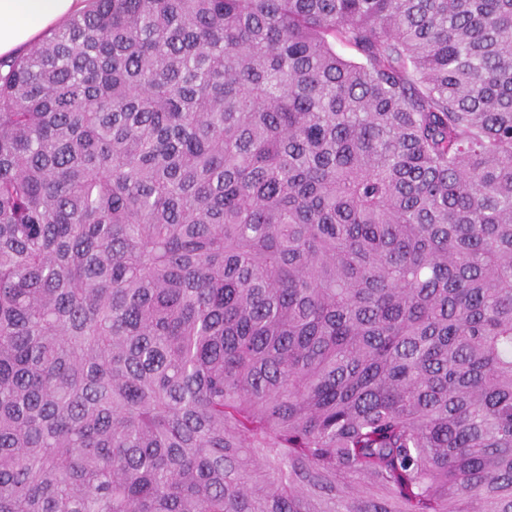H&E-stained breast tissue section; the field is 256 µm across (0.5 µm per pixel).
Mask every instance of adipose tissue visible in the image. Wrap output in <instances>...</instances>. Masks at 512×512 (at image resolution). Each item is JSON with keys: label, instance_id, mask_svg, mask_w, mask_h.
<instances>
[{"label": "adipose tissue", "instance_id": "ef3b65f1", "mask_svg": "<svg viewBox=\"0 0 512 512\" xmlns=\"http://www.w3.org/2000/svg\"><path fill=\"white\" fill-rule=\"evenodd\" d=\"M85 7V0H0V56L13 55Z\"/></svg>", "mask_w": 512, "mask_h": 512}]
</instances>
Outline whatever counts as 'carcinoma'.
Wrapping results in <instances>:
<instances>
[{
    "label": "carcinoma",
    "mask_w": 512,
    "mask_h": 512,
    "mask_svg": "<svg viewBox=\"0 0 512 512\" xmlns=\"http://www.w3.org/2000/svg\"><path fill=\"white\" fill-rule=\"evenodd\" d=\"M0 512H512V0L0 58Z\"/></svg>",
    "instance_id": "obj_1"
}]
</instances>
